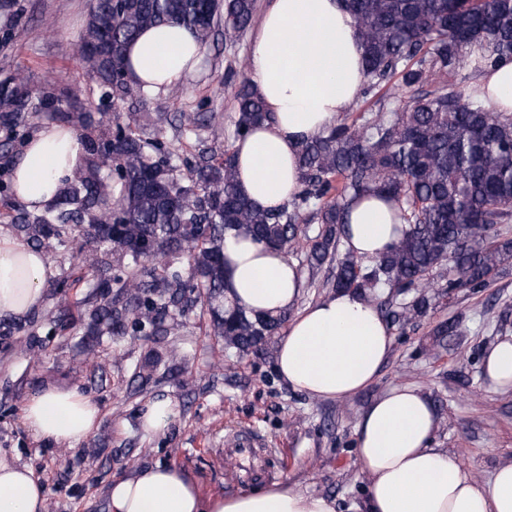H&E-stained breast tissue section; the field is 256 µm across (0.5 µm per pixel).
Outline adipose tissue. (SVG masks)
<instances>
[{
	"label": "adipose tissue",
	"mask_w": 512,
	"mask_h": 512,
	"mask_svg": "<svg viewBox=\"0 0 512 512\" xmlns=\"http://www.w3.org/2000/svg\"><path fill=\"white\" fill-rule=\"evenodd\" d=\"M203 49L181 26L141 33L127 49V76L149 91L194 71ZM247 71L271 114L236 141L238 186L266 209L300 187V145L326 132L356 101L365 80L360 32L344 0H272L252 41ZM490 105L512 113V60L484 70ZM73 128L43 124L12 164L13 188L29 208L52 205L84 162ZM343 244L373 258L400 236L396 206L378 196L349 201ZM53 269L45 255L0 231V318L24 319L38 308ZM224 298L257 313L293 309L303 289L297 265L273 247L243 236L224 240ZM392 345L389 324L369 300L338 292L293 317L278 339L276 368L293 389L319 399H345L378 376ZM488 384L512 390V334L486 349ZM40 440L75 447L101 423L99 406L78 388L47 387L22 410ZM436 408L419 387H394L359 416L356 455L365 476L364 512H512V462L489 480L467 471L457 454L434 447ZM109 512H336L334 500L284 484L232 496H205L177 467L154 463L114 480ZM0 512H47L33 472L0 448Z\"/></svg>",
	"instance_id": "1"
}]
</instances>
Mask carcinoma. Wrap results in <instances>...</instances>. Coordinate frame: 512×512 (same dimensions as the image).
I'll use <instances>...</instances> for the list:
<instances>
[{
	"instance_id": "1",
	"label": "carcinoma",
	"mask_w": 512,
	"mask_h": 512,
	"mask_svg": "<svg viewBox=\"0 0 512 512\" xmlns=\"http://www.w3.org/2000/svg\"><path fill=\"white\" fill-rule=\"evenodd\" d=\"M365 48L363 114L303 142L298 152L300 188L278 209L252 203L238 188L234 152L217 155L194 113L179 128L196 136L191 184L171 180L179 148L145 138L105 113L84 116L87 160L56 203L44 211L24 206L9 214L27 240H62L88 226L99 248L82 266L105 274L108 258L126 279H99L90 297L87 335L169 336V316L195 307L207 311L210 334L221 349L240 355L263 350L288 321V313L254 314L224 309V237L244 235L288 254L300 247V225L316 224L305 260L317 271L336 261L333 287L370 300L430 287L429 276L448 273L444 290L486 287L512 260V114L485 106L476 77L512 57V0H347ZM256 0H89L80 38L89 70L112 96H138L126 74L127 46L144 30L176 24L201 46L224 26L234 44L250 27ZM408 100L398 106L402 96ZM230 138L244 137L270 118L250 82L235 94ZM74 107L52 91H36L20 76L0 81V150L9 153L18 128L41 126L44 115L69 118ZM385 195L399 207L403 236L365 264L346 253L335 259L348 224L351 197ZM182 256L189 277L170 264L147 262ZM421 293L388 312L400 327L430 308Z\"/></svg>"
}]
</instances>
